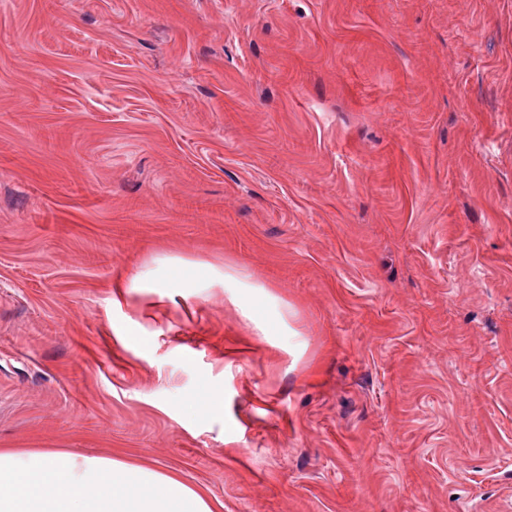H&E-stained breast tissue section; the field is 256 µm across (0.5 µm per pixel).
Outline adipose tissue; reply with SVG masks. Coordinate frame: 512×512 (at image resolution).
Listing matches in <instances>:
<instances>
[{"label":"adipose tissue","instance_id":"adipose-tissue-1","mask_svg":"<svg viewBox=\"0 0 512 512\" xmlns=\"http://www.w3.org/2000/svg\"><path fill=\"white\" fill-rule=\"evenodd\" d=\"M0 512H212L173 475L112 457L0 450Z\"/></svg>","mask_w":512,"mask_h":512}]
</instances>
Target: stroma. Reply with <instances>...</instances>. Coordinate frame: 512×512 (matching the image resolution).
Segmentation results:
<instances>
[{"label":"stroma","instance_id":"35a3bbf8","mask_svg":"<svg viewBox=\"0 0 512 512\" xmlns=\"http://www.w3.org/2000/svg\"><path fill=\"white\" fill-rule=\"evenodd\" d=\"M0 448L512 512V0H0ZM209 273L215 278L223 279L225 288H235V299L248 305L251 313H254L260 305V299L268 300L271 297V293L266 289L267 287L252 282L241 268H224V273L215 268H210Z\"/></svg>","mask_w":512,"mask_h":512}]
</instances>
